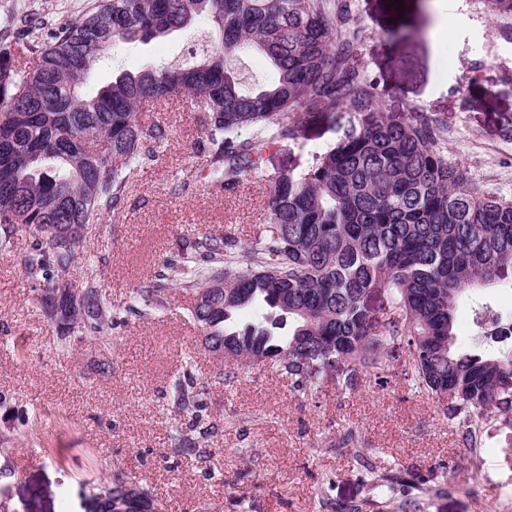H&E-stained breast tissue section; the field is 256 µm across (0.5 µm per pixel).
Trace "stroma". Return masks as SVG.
I'll return each mask as SVG.
<instances>
[{
    "label": "stroma",
    "instance_id": "1",
    "mask_svg": "<svg viewBox=\"0 0 512 512\" xmlns=\"http://www.w3.org/2000/svg\"><path fill=\"white\" fill-rule=\"evenodd\" d=\"M363 29L350 64L377 87L384 112H431L445 123L448 163L479 190L512 201V16L492 14L486 0H456L444 55L429 37L433 0H345ZM96 0H0V20L38 24L35 41L75 20ZM211 23L147 43L115 42L84 79L93 94L122 71L189 60L188 47ZM164 125L154 158L128 187L124 207L89 225L87 248L74 263L76 284L94 280L118 313L109 355L96 340L54 347L48 320L18 258L32 237L17 230L0 246V337L31 347L18 360L0 345V501L8 512H92V497L124 470L149 489L156 512H328L360 504L362 512H398L415 501L421 512H512V412L471 414L483 451L473 455L443 406L412 387L404 349L394 348L375 372L361 370L353 388L345 369L328 371L317 388L295 390L272 365L212 355L190 316L193 290L169 284L166 307L134 312L164 274V261L187 238L231 232L240 245L264 221L269 176L304 170L334 145L337 132L307 124L299 138L277 144L236 192L206 178L203 134L188 100L169 97L139 112ZM491 303L512 324V292L473 294L456 313L458 347L478 341L472 307ZM203 387L201 423L174 412L169 390L184 367ZM51 411L40 441L23 423L26 410ZM215 424L212 433L206 424ZM196 442L206 456L186 459L171 434ZM370 449L376 464L401 482L373 487L355 460Z\"/></svg>",
    "mask_w": 512,
    "mask_h": 512
}]
</instances>
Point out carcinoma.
Wrapping results in <instances>:
<instances>
[{"label":"carcinoma","instance_id":"obj_1","mask_svg":"<svg viewBox=\"0 0 512 512\" xmlns=\"http://www.w3.org/2000/svg\"><path fill=\"white\" fill-rule=\"evenodd\" d=\"M208 17L218 43L178 67L121 73L96 95L85 74L113 42H148ZM336 0H98L85 17L40 46L15 39L0 50V245L16 229L33 231L20 256L47 317L61 324L55 348L74 336L105 341L112 304L93 282L80 308L60 289L84 251L76 227L123 208L130 179L150 159L145 145L166 136L137 116L184 94L205 134L208 175L224 190L261 168L263 151L294 140L309 119L341 130L334 146L295 175L269 179L266 214L244 249L229 235L185 243L166 261L165 279L203 294L190 310L215 348L232 359L270 360L302 390L316 388L307 360L329 354L347 366L352 386L363 368L379 369L402 343L413 386L451 401L450 418L481 452L468 421L475 410H512V346L489 355L456 347L455 313L472 288H512V202L484 193L448 165L444 128L431 113L400 119L380 110L374 83L349 64L359 31ZM260 52L271 83L242 87L230 60ZM35 56L34 66L20 55ZM252 129L243 138L240 131ZM166 283L147 290L146 314L165 306ZM380 292L387 306L370 307ZM265 310L243 323L245 309ZM203 392L190 372L170 390V405L201 422ZM370 485L400 478L365 459ZM100 512H155L149 491L122 470Z\"/></svg>","mask_w":512,"mask_h":512}]
</instances>
